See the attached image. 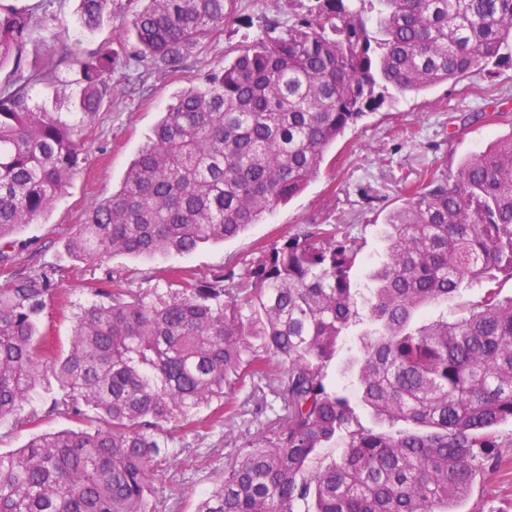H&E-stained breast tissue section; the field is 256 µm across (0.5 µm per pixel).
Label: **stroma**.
Wrapping results in <instances>:
<instances>
[{"label":"stroma","instance_id":"stroma-1","mask_svg":"<svg viewBox=\"0 0 512 512\" xmlns=\"http://www.w3.org/2000/svg\"><path fill=\"white\" fill-rule=\"evenodd\" d=\"M141 6V0H117L111 22L90 33L79 26V0H54L53 11L63 23L59 53L83 55L103 45H119L129 37L127 22ZM307 8L306 0H236L233 22L205 41L182 71L151 70L136 85L128 83L124 70L113 73L111 100L83 119L90 133L84 159L52 209L21 228V245L10 267L0 266V284L12 268L55 269L60 292L44 309L40 331L51 336L56 351L67 349L72 314L91 301L88 287L92 284L107 291L119 287L145 295L165 286L173 270L194 276H209L230 266L240 270L257 257L260 248L282 242L303 224L345 225L365 241L366 256L377 257L383 249V219L403 203L404 178H416L429 167L456 176L470 153L512 134L510 125L473 118L491 102L512 112V61L493 59L480 63L458 82L417 95H394L369 112L327 149L318 175L301 194L235 239L204 244L189 255H111L91 266L74 261L65 244L76 224L118 189L173 96L238 54L264 31L267 20L302 14ZM61 396L55 381L42 383L28 404L37 413L35 424L21 425L11 419L0 423V452L17 450L40 432L79 428V421L54 408ZM226 400L235 408L234 417L186 436L181 462L155 478L157 512H196L201 492L223 472L232 450L256 435L261 422L255 417L254 403L238 392L227 394ZM460 508L462 512H512V447L502 449L497 469L474 485Z\"/></svg>","mask_w":512,"mask_h":512}]
</instances>
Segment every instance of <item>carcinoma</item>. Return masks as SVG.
<instances>
[{
  "label": "carcinoma",
  "instance_id": "carcinoma-1",
  "mask_svg": "<svg viewBox=\"0 0 512 512\" xmlns=\"http://www.w3.org/2000/svg\"><path fill=\"white\" fill-rule=\"evenodd\" d=\"M115 0H79L94 31ZM174 96L112 197L77 225L66 248L104 255L190 254L260 223L314 179L327 148L392 93L456 82L512 50V0H312ZM53 0L0 6V262L17 233L53 206L77 169L85 128L37 106L34 83L62 82L48 58L30 71L33 38H59ZM234 0H145L134 42L71 60L72 109L112 96L133 65L183 69L224 30ZM383 221L385 251L361 288L362 243L339 224H308L237 271L183 278L176 290L122 298L95 292L79 307L68 351L38 331L54 273L30 267L0 285V421L22 410L45 375L62 409L91 430L42 432L0 453V512H154L153 479L175 445L232 408L224 388L282 413L243 447L196 512H458L473 484L511 448L512 133L468 156L450 178L404 181ZM475 284L468 316L427 321ZM366 325L344 366L328 368L351 328ZM208 417L197 418L200 409ZM367 413L371 424L362 421ZM343 448L340 458L320 453Z\"/></svg>",
  "mask_w": 512,
  "mask_h": 512
}]
</instances>
